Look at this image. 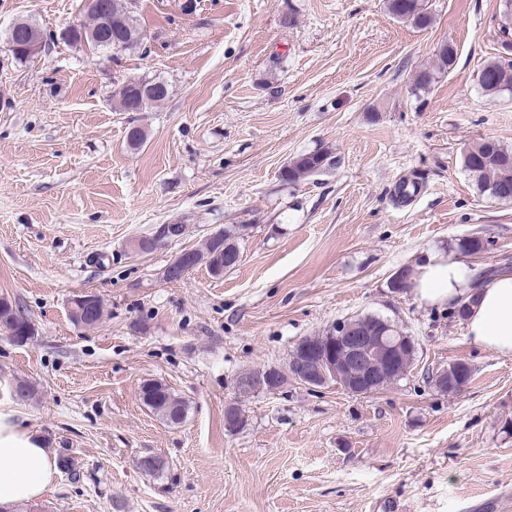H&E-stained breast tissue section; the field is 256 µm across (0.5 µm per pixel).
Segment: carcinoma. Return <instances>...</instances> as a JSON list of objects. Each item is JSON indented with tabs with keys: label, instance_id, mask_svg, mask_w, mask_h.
Segmentation results:
<instances>
[{
	"label": "carcinoma",
	"instance_id": "carcinoma-1",
	"mask_svg": "<svg viewBox=\"0 0 512 512\" xmlns=\"http://www.w3.org/2000/svg\"><path fill=\"white\" fill-rule=\"evenodd\" d=\"M499 29L509 37L512 35V0H500ZM112 14V30H104L101 18L94 12H86V21L80 26L96 31L103 30V36L112 39V47L122 51H132L142 47L145 34L135 16L131 0H107ZM389 12L407 20L416 27L425 29L432 24V16L427 11L425 0H387ZM437 70L420 72L414 80L412 91L427 90L436 80V73H443L453 66L456 51L452 44L446 42L439 46ZM478 83L482 91L490 96L503 94L512 95V60L503 57L488 62L478 75ZM169 95L168 84L160 79H141L134 84H127L112 90V103L121 112H134L140 97L150 100V104H159ZM462 163L465 170L475 182L480 193L489 198L505 203H512V148L502 145L493 139H484L469 146L463 153ZM335 166L332 153L328 150H317L303 153L285 165L280 178L289 185H295L312 176L324 173ZM248 228L246 224L224 226V251H218L212 241L205 240L200 252L209 258L207 269L214 276H222L224 272L234 268L240 257L238 242L242 232ZM488 240L484 238L466 237L458 240L457 249L461 253L474 255L487 250ZM32 320L23 313H18L14 322L0 325V334L10 340L19 337L33 340L34 332H28ZM138 396L142 404L154 415L171 425L183 423L188 415L189 407L167 385L159 382L146 381L140 385Z\"/></svg>",
	"mask_w": 512,
	"mask_h": 512
}]
</instances>
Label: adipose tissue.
<instances>
[{
  "label": "adipose tissue",
  "instance_id": "1",
  "mask_svg": "<svg viewBox=\"0 0 512 512\" xmlns=\"http://www.w3.org/2000/svg\"><path fill=\"white\" fill-rule=\"evenodd\" d=\"M413 289L429 305L476 295L466 320L468 336L483 349L512 355V274L489 278L435 253L417 267ZM55 476L53 454L41 439L0 429V512L39 500Z\"/></svg>",
  "mask_w": 512,
  "mask_h": 512
}]
</instances>
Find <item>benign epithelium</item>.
I'll list each match as a JSON object with an SVG mask.
<instances>
[{
	"mask_svg": "<svg viewBox=\"0 0 512 512\" xmlns=\"http://www.w3.org/2000/svg\"><path fill=\"white\" fill-rule=\"evenodd\" d=\"M3 44L9 51L28 54L45 48V42L35 37L20 40L13 25L7 29ZM187 262L186 253L177 254L161 271L160 278L169 281ZM391 331L392 327L384 320L368 327L349 320L339 322L337 329L330 330L326 344H301L291 352L287 368L280 370L283 382L273 377V369L260 381L252 378L257 373L255 369L240 372L238 377L246 379V389L237 393V397L247 398L261 392L275 394L290 379L310 389L336 385L352 395L374 394L380 390L382 377L405 376L402 363L417 351L413 336H392Z\"/></svg>",
	"mask_w": 512,
	"mask_h": 512,
	"instance_id": "obj_1",
	"label": "benign epithelium"
}]
</instances>
